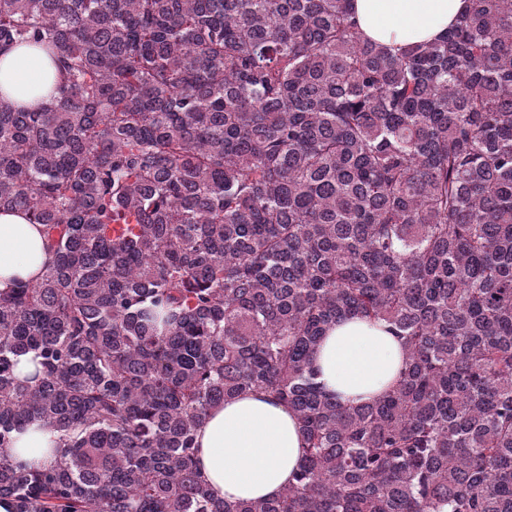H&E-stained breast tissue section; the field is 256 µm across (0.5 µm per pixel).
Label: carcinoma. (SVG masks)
Wrapping results in <instances>:
<instances>
[{
    "label": "carcinoma",
    "instance_id": "cac0c4a2",
    "mask_svg": "<svg viewBox=\"0 0 512 512\" xmlns=\"http://www.w3.org/2000/svg\"><path fill=\"white\" fill-rule=\"evenodd\" d=\"M347 5L0 0L59 74L0 107V213L53 254L0 293V448L58 433L0 458L13 512H512V0L395 54ZM353 317L405 367L348 406L311 361ZM251 391L299 465L228 502L195 432ZM40 423H34L15 435L11 448H0V458L23 461L33 465H47L53 461L54 439L57 434Z\"/></svg>",
    "mask_w": 512,
    "mask_h": 512
}]
</instances>
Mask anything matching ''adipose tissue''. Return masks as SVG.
Wrapping results in <instances>:
<instances>
[{"label": "adipose tissue", "instance_id": "obj_1", "mask_svg": "<svg viewBox=\"0 0 512 512\" xmlns=\"http://www.w3.org/2000/svg\"><path fill=\"white\" fill-rule=\"evenodd\" d=\"M470 0H349L366 39L391 52L445 36ZM46 53L19 46L0 49V104L51 102L43 78ZM50 257L39 225L22 213H0V292L37 277ZM404 365L401 341L385 325L354 317L334 326L313 360L317 380L344 399L371 400L387 392ZM55 432L31 424L16 434L0 458L46 465L53 461ZM198 466L218 496L228 501L271 498L291 482L301 435L287 407L254 393L211 409L196 430Z\"/></svg>", "mask_w": 512, "mask_h": 512}]
</instances>
